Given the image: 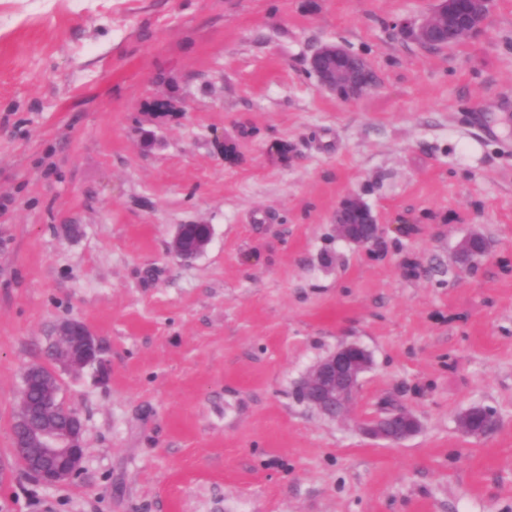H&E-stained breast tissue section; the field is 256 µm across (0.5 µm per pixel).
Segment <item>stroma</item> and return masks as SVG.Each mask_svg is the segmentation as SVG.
I'll return each mask as SVG.
<instances>
[{
    "label": "stroma",
    "instance_id": "stroma-1",
    "mask_svg": "<svg viewBox=\"0 0 512 512\" xmlns=\"http://www.w3.org/2000/svg\"><path fill=\"white\" fill-rule=\"evenodd\" d=\"M433 5L0 0V459L56 324L107 364L60 375L80 476L13 471L0 512H512V0L428 54L393 23ZM330 42L377 75L356 102L308 70ZM349 194L380 247L337 238ZM344 341L373 363L331 421L298 385ZM397 409L414 436L360 432ZM212 242V229L208 224H178L169 243L170 253L189 261L203 254ZM487 244L482 235L471 232L465 235L457 244L455 260L461 265H471L485 256ZM497 422L495 412L487 407H472L463 412L457 419L458 429L467 436L484 437Z\"/></svg>",
    "mask_w": 512,
    "mask_h": 512
}]
</instances>
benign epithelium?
<instances>
[{
  "mask_svg": "<svg viewBox=\"0 0 512 512\" xmlns=\"http://www.w3.org/2000/svg\"><path fill=\"white\" fill-rule=\"evenodd\" d=\"M492 0H435L432 10L419 19H402L395 29L406 39L433 52L447 48L462 37L481 36L487 26ZM310 72L321 90L350 102L365 96L375 80L362 77L366 64L349 49L327 43L309 58ZM336 236L360 247L377 245L381 228L368 204L358 195L344 197L333 216ZM212 242L208 224L189 223L176 226L169 243L170 253L189 261L203 254ZM487 244L482 235L471 232L457 244L455 260L471 265L485 256ZM54 344L67 347L68 354L53 362V373L78 372L103 363L102 349L91 330L81 321L65 320L55 329ZM370 352L356 343H342L319 359L301 381L299 398L321 416L330 420L349 414L357 399L363 374L370 368ZM23 377L21 397L31 403L38 420L16 417L12 424L11 463L0 460V479L14 469L23 470L36 482L54 486L77 478L84 458V425L78 412L66 407L58 388L44 389L30 400L31 375ZM497 422L495 412L487 407H472L457 419L458 429L467 436L483 437ZM361 431L376 440L399 444L419 429L417 417L408 410H395L360 423Z\"/></svg>",
  "mask_w": 512,
  "mask_h": 512,
  "instance_id": "1",
  "label": "benign epithelium"
}]
</instances>
